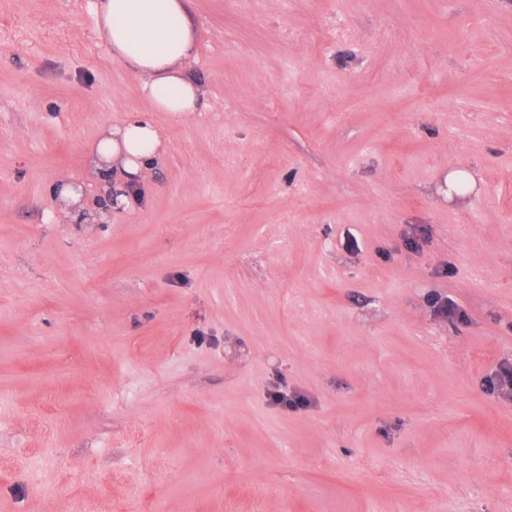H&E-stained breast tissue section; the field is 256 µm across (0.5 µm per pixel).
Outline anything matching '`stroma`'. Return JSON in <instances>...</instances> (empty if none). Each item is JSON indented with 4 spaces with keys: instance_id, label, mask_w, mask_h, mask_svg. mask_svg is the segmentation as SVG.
I'll return each instance as SVG.
<instances>
[{
    "instance_id": "obj_1",
    "label": "stroma",
    "mask_w": 512,
    "mask_h": 512,
    "mask_svg": "<svg viewBox=\"0 0 512 512\" xmlns=\"http://www.w3.org/2000/svg\"><path fill=\"white\" fill-rule=\"evenodd\" d=\"M95 3L0 0V504L512 512V0H190L181 118ZM146 115L98 220L87 146ZM164 140L149 118H138L106 127L91 145V163L98 174L116 172L123 180L114 208L127 206L161 157ZM57 207L66 215L80 217L84 210V197L71 184H62L57 193ZM267 397L269 401L276 406L283 408H298L300 406H306L308 399L297 392L288 393L282 390L281 386H274L269 390Z\"/></svg>"
}]
</instances>
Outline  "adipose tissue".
<instances>
[{
	"label": "adipose tissue",
	"instance_id": "adipose-tissue-1",
	"mask_svg": "<svg viewBox=\"0 0 512 512\" xmlns=\"http://www.w3.org/2000/svg\"><path fill=\"white\" fill-rule=\"evenodd\" d=\"M189 0H98L95 24L99 38L139 80L156 112L181 117L196 111L205 95L188 63L195 52ZM164 140L148 118L106 127L91 145L93 167L115 172L123 180L115 207L126 206L161 157Z\"/></svg>",
	"mask_w": 512,
	"mask_h": 512
}]
</instances>
